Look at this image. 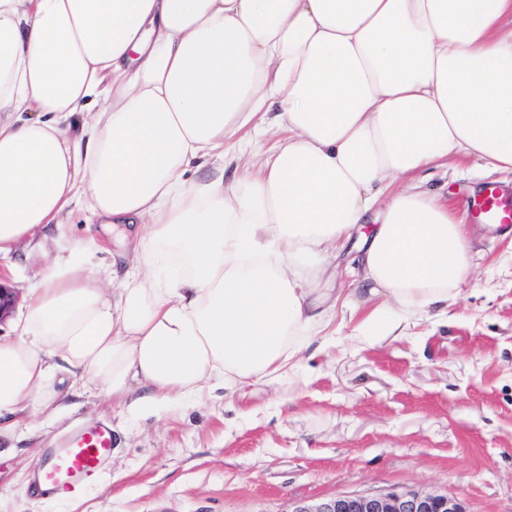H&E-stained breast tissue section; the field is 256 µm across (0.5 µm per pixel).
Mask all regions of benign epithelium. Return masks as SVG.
Segmentation results:
<instances>
[{
	"label": "benign epithelium",
	"mask_w": 512,
	"mask_h": 512,
	"mask_svg": "<svg viewBox=\"0 0 512 512\" xmlns=\"http://www.w3.org/2000/svg\"><path fill=\"white\" fill-rule=\"evenodd\" d=\"M17 296L0 285V325L11 315ZM292 512H466L463 502L447 495L392 491L377 496L344 495L318 503H302Z\"/></svg>",
	"instance_id": "7a95c632"
}]
</instances>
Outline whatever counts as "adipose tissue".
<instances>
[{"mask_svg": "<svg viewBox=\"0 0 512 512\" xmlns=\"http://www.w3.org/2000/svg\"><path fill=\"white\" fill-rule=\"evenodd\" d=\"M508 19L512 0H0V257L76 202L132 243L116 280L99 240L59 232L0 341V437L76 388L138 418L280 380L335 318L314 282L355 236L363 327L447 314L466 227L392 184L512 171Z\"/></svg>", "mask_w": 512, "mask_h": 512, "instance_id": "adipose-tissue-1", "label": "adipose tissue"}]
</instances>
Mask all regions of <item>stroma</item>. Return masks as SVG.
<instances>
[{
    "label": "stroma",
    "mask_w": 512,
    "mask_h": 512,
    "mask_svg": "<svg viewBox=\"0 0 512 512\" xmlns=\"http://www.w3.org/2000/svg\"><path fill=\"white\" fill-rule=\"evenodd\" d=\"M459 211L512 173L476 160L419 175ZM473 270L447 320L406 335L360 334L337 313L281 381L131 420L76 392L59 421L31 417L0 440V512H292L300 502L392 490L448 494L467 512H512V232L473 227ZM10 257L21 316L57 254ZM106 418L119 441L105 470L70 498H35L28 473L72 429Z\"/></svg>",
    "instance_id": "obj_1"
}]
</instances>
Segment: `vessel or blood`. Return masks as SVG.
Masks as SVG:
<instances>
[{"label": "vessel or blood", "mask_w": 512, "mask_h": 512, "mask_svg": "<svg viewBox=\"0 0 512 512\" xmlns=\"http://www.w3.org/2000/svg\"><path fill=\"white\" fill-rule=\"evenodd\" d=\"M474 222L512 226V197L494 182L485 183L469 206ZM115 450L112 425L101 421L72 430L58 447L47 449L29 475L28 490L36 497L73 496L99 474Z\"/></svg>", "instance_id": "vessel-or-blood-1"}]
</instances>
